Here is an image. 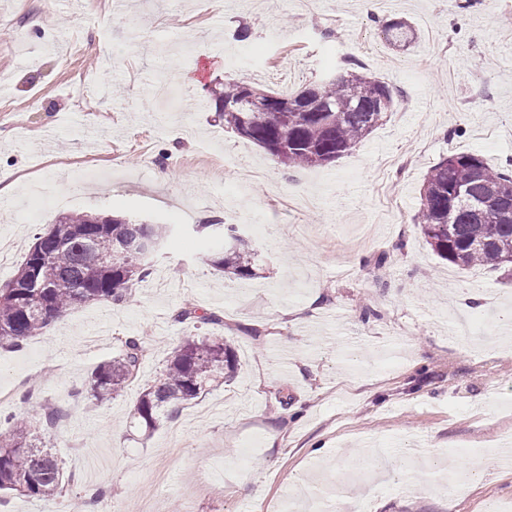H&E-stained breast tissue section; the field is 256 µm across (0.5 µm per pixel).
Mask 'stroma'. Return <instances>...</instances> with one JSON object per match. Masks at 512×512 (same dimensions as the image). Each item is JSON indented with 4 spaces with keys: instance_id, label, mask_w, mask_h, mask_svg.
Here are the masks:
<instances>
[{
    "instance_id": "obj_1",
    "label": "stroma",
    "mask_w": 512,
    "mask_h": 512,
    "mask_svg": "<svg viewBox=\"0 0 512 512\" xmlns=\"http://www.w3.org/2000/svg\"><path fill=\"white\" fill-rule=\"evenodd\" d=\"M0 0V235L20 244L75 211L172 232L133 297L68 311L0 347V416L26 419L67 484L52 501L0 492V512H277L284 491L345 512H489L512 477L489 460L512 435V279L439 259L413 217L430 168L470 151L512 158V0ZM417 30L389 46L385 22ZM479 66H468L469 58ZM393 91L383 125L331 165L290 170L225 129L208 90L231 77L291 95L348 69ZM167 181H159L158 170ZM238 225L255 277L218 272L196 228ZM219 323L176 322L180 308ZM302 308L294 321L292 311ZM148 356L121 397L86 391L121 338ZM224 337V385L131 425L143 386L188 338ZM61 408L65 417L46 424ZM421 445L422 453L407 455ZM368 448L367 467H351ZM485 474L449 468V455ZM259 488L250 500L241 486Z\"/></svg>"
}]
</instances>
